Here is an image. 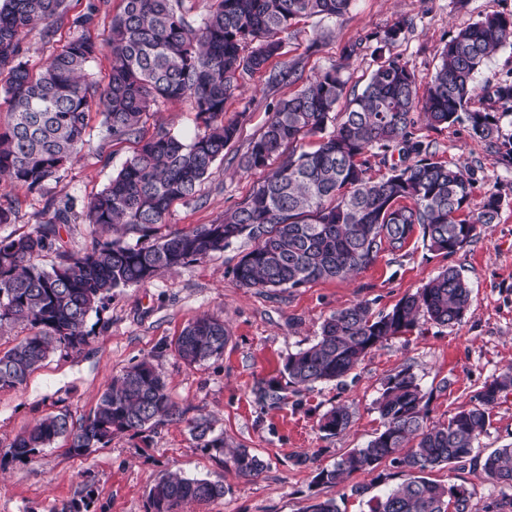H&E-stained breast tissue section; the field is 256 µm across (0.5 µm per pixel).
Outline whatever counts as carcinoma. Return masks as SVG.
Masks as SVG:
<instances>
[{
  "instance_id": "obj_1",
  "label": "carcinoma",
  "mask_w": 512,
  "mask_h": 512,
  "mask_svg": "<svg viewBox=\"0 0 512 512\" xmlns=\"http://www.w3.org/2000/svg\"><path fill=\"white\" fill-rule=\"evenodd\" d=\"M351 0H210L207 12L192 18L183 0H122L108 37L100 43L88 33L93 17L73 20L76 33L34 74L22 41L35 25L44 36L65 10V0H0V75L6 125L0 126V179L38 191L58 178L87 144L88 114L101 109L102 124L115 139H135L138 148L109 183L88 203L85 223L121 225L150 236L165 222L177 200L193 199L234 141L238 120L224 118V103L239 77L267 67L279 55L293 24L304 18H337ZM406 21L399 20L377 37L379 47L395 42ZM512 44V14L493 13L460 30L443 47L424 93L407 64L388 58L371 73L359 94H348L342 67L315 75L274 106L260 135L244 156V168L261 171L257 187L224 216L150 244L120 238L98 241L83 253L61 249V225L68 211L52 216L18 238H0V328L23 323L28 336L0 355V390L15 389L57 350H78L88 342L91 312L112 289L143 283L162 272L224 251L245 239L252 247L234 269L243 288H299L317 280H343L371 264L388 246L395 250L415 227L431 251L454 253L495 223L501 196L492 193L478 211L469 209L473 181L457 166L429 152L414 137L420 118L431 126L466 118L473 137L484 141L512 164V135L503 134L497 109L512 112V80L484 89L488 110H470L476 78L486 60ZM107 49L111 71L102 85L87 67ZM297 80V67L270 71L268 84ZM188 98L198 132L189 140L165 130L139 136L143 116L172 100ZM346 100L342 119L336 107ZM320 136L313 150L309 136ZM398 150L399 162L388 153ZM388 167L379 179L367 176V156ZM58 262L37 263L48 252ZM471 302L468 283L447 268L424 287L374 315L358 302L326 319L312 345L288 356L284 372L294 386L311 388L339 381L374 349L409 332L426 319L443 326L461 322ZM224 320L202 315L188 323L175 348L187 364L224 354ZM512 391V369L485 383L478 404L464 407L443 425L428 424L429 400L410 369L389 377L376 402L383 428L366 446L356 448L316 481L336 484L354 473H372L390 461L404 479L368 501L369 512H472L470 490L424 476L436 466L479 462L480 476L512 489V448H497L479 458L475 443L491 425L487 406ZM260 402L284 401L280 385L258 389ZM183 411L172 400L162 373L149 361L124 371L101 395L93 414L76 424L68 414L49 415L19 435L6 454L28 460L58 437L67 451L81 456L112 442L122 432H142ZM351 415L337 406L323 415L320 429L345 431ZM199 447L224 455V435L196 421ZM242 476H254L262 460L246 448L229 452ZM224 496V485L169 475L149 492L154 512H180L191 503Z\"/></svg>"
}]
</instances>
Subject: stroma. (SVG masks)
<instances>
[{
    "mask_svg": "<svg viewBox=\"0 0 512 512\" xmlns=\"http://www.w3.org/2000/svg\"><path fill=\"white\" fill-rule=\"evenodd\" d=\"M121 8V0H66L53 38H44L38 27L24 37L26 57L37 66L45 63L74 34L73 20L89 13L94 16L91 35L104 39ZM490 13L511 14L512 0H351L344 17L294 25L282 59L296 64L306 80L343 65L349 87L361 91L377 60L367 51L343 59L344 47L374 38L403 18L407 28L384 53L407 63L423 88L436 71L442 47ZM267 78L263 71L239 79L225 103L226 117L240 120L236 140L196 198L172 206L156 236L212 223L257 185L260 173L244 171L241 160L273 105L297 90L293 84L270 86ZM161 129L181 138L195 134L189 100L168 102L144 116L143 137ZM416 134L436 158L473 174L472 208H479L489 194L501 195L494 224L452 254L429 251L417 228L401 248L382 250L348 279L319 280L295 289L240 287L233 269L249 247L245 241L144 283L113 289L88 318L92 334L87 345L50 354L22 387L0 390V449L43 417L65 411L73 422H81L113 378L144 359L162 371L172 399L185 412L183 419L144 433L116 434L107 446L82 456L68 455L65 439L58 438L31 461L0 459V512H61L81 500L88 512H153L148 492L170 472L224 485L222 498L189 504L183 512H305L316 498L335 500L339 512H369L368 500L384 489L374 475L356 473L337 485L318 484L315 477L364 447L381 429L375 402L388 377L410 369L431 396L429 420L435 424L475 404L484 383L512 366V165L472 137L464 121L435 127L421 121ZM134 148L129 140L110 142L103 158L87 154L74 160L39 191L0 185V198L17 202L11 223L0 224V237L31 232L45 220L51 201L68 209L69 222L60 229L64 248H91L98 234L83 221L86 206ZM448 267L458 270L472 289L460 324L420 321L415 330L372 351L341 382L289 393L287 403L277 408L258 402V386L271 379L286 384L288 355L312 344L331 314L360 301L373 313L388 312ZM203 314L223 318L229 340L222 357L189 365L177 356L174 342L189 321ZM338 405L348 407L352 423L345 433L332 436L320 430L319 421ZM491 415L492 424L478 444L483 454L512 446V393L493 405ZM201 418L223 434L228 446L256 454L264 463L260 474L239 475L198 448L189 423ZM430 477L466 485L473 493L472 512H483L503 494L470 464L437 468ZM356 485L362 493H353Z\"/></svg>",
    "mask_w": 512,
    "mask_h": 512,
    "instance_id": "35a3bbf8",
    "label": "stroma"
}]
</instances>
